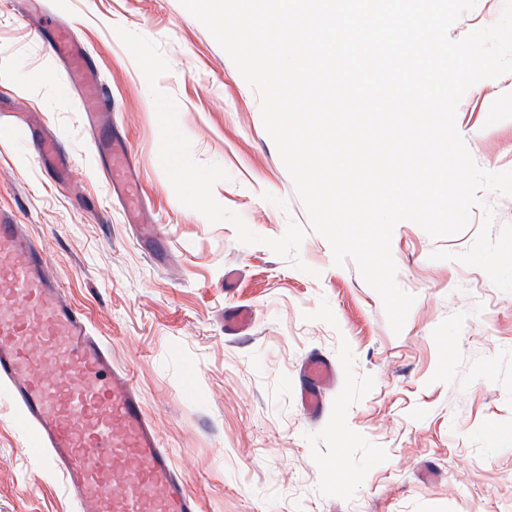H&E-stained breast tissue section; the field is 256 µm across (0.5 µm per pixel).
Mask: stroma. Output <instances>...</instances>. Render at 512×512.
I'll use <instances>...</instances> for the list:
<instances>
[{
    "mask_svg": "<svg viewBox=\"0 0 512 512\" xmlns=\"http://www.w3.org/2000/svg\"><path fill=\"white\" fill-rule=\"evenodd\" d=\"M93 55L112 128L140 176L139 223L109 192L82 104L19 0H0V210L30 225L70 300L129 369L164 448L203 512H512V292L432 253L492 235L512 196L480 192L466 229H394L396 280L415 302L393 332L357 265L338 266L264 128L257 93L180 0H48ZM488 104L466 92L456 127L487 172L512 169V72ZM67 143L73 183L51 184L28 135ZM178 140L177 156L165 155ZM206 177V209L179 171ZM234 269L233 292L224 272ZM252 310L248 336L224 312ZM317 351L338 380L318 423L297 373ZM0 512H72L0 393Z\"/></svg>",
    "mask_w": 512,
    "mask_h": 512,
    "instance_id": "1",
    "label": "stroma"
}]
</instances>
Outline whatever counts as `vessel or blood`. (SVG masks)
Instances as JSON below:
<instances>
[{
  "label": "vessel or blood",
  "mask_w": 512,
  "mask_h": 512,
  "mask_svg": "<svg viewBox=\"0 0 512 512\" xmlns=\"http://www.w3.org/2000/svg\"><path fill=\"white\" fill-rule=\"evenodd\" d=\"M26 15L52 26L50 49L63 61L86 111L98 154L108 157L105 181L123 190L132 207L140 199L135 163L124 142L104 123L116 107L76 30L53 21L44 0H23ZM38 163L56 183L74 178L60 139L45 134L35 144ZM252 313L224 320V333L242 336ZM336 366L311 352L299 373L305 414L320 417ZM0 387L27 432L35 456L58 474L75 512H202L171 453L163 448L143 400L125 368L112 360L89 315L66 295L45 249L28 225L0 212Z\"/></svg>",
  "instance_id": "obj_1"
}]
</instances>
